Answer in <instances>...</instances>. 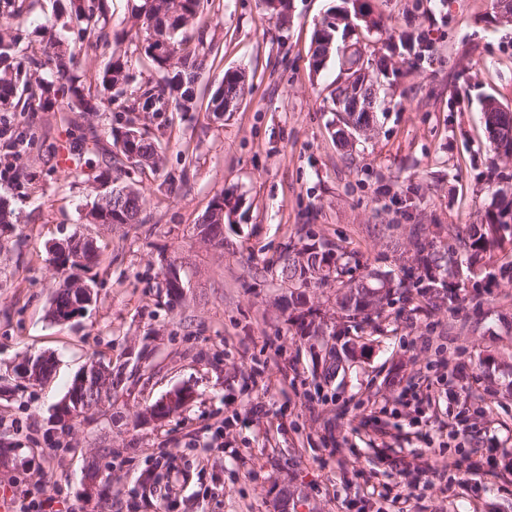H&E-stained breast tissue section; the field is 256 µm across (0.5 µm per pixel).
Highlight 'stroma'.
I'll return each mask as SVG.
<instances>
[{"instance_id": "obj_1", "label": "stroma", "mask_w": 512, "mask_h": 512, "mask_svg": "<svg viewBox=\"0 0 512 512\" xmlns=\"http://www.w3.org/2000/svg\"><path fill=\"white\" fill-rule=\"evenodd\" d=\"M0 0V33L15 58L71 41L62 0ZM108 42H84L77 76L87 84L124 53L129 81L96 112L60 100L50 112L0 107V124L23 137L22 178L0 181L12 222L0 226V493L46 490L82 512H512V225L504 250L464 267L463 242L490 208V187L512 159L490 151L483 107L512 110V20L492 0H369L375 28L347 37L363 59L385 60L370 130L348 145L334 136L331 93L342 54L312 66L314 34L345 0H290L272 17L262 0H212L192 34L212 51L198 93L225 70H242L244 96L217 119L204 110L128 107L162 77L140 51L131 17L140 0H100ZM412 31L428 48L401 43ZM136 122L161 147L158 172L138 175L139 224H90L85 214L104 171L127 162L114 131ZM238 199L224 238L199 226L211 200ZM356 253L358 274L410 263L414 225L440 227L460 261L452 309L388 307L379 329L340 337L350 357L333 376L325 353L297 334L289 291L265 263L300 225ZM96 240L92 305L50 316L66 275L47 261L56 242ZM183 281L162 286L167 265ZM51 356L42 383L13 375L23 358ZM91 360L112 367V391L68 431L52 426L57 404ZM421 406H403L408 383ZM468 406L459 431L444 394ZM177 389L193 398L177 413L149 409ZM496 463L474 473L489 438ZM178 493H154L166 474ZM96 480L102 494L89 497Z\"/></svg>"}]
</instances>
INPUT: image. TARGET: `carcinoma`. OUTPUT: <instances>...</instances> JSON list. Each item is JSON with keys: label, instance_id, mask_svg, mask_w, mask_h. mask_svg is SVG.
Returning a JSON list of instances; mask_svg holds the SVG:
<instances>
[{"label": "carcinoma", "instance_id": "1", "mask_svg": "<svg viewBox=\"0 0 512 512\" xmlns=\"http://www.w3.org/2000/svg\"><path fill=\"white\" fill-rule=\"evenodd\" d=\"M97 7L93 0H70L69 22L80 34H93L106 41L109 33L99 25ZM205 10V0H141L135 16L136 34L143 35L142 48L145 57L159 71L167 73L162 81L146 88L142 97L143 107L169 100V94L179 92L175 106L188 112L195 106V84L200 79L206 53L203 39L198 46L190 47L193 35L188 27L201 18ZM369 15L368 5H359V12L353 16L346 14L340 21H325L316 33L317 48L312 66L319 68L324 61L326 49L336 41L338 27L354 26L358 16ZM166 37L169 50L163 54L154 52L152 38ZM14 42L0 37V103L15 98L24 99V108L31 112L50 111L60 94L68 96L72 104L82 112H96L100 100L91 94L73 74L77 66L76 53L70 49L55 47L48 61L54 66L58 76L66 83L57 87L54 82L33 74L13 63ZM128 80L126 62L120 55L112 60L97 75L99 85L105 90H116ZM245 75L237 69L224 71L221 87L207 103V111L218 116L224 114V102L238 105L243 94ZM485 128L493 152L501 157L512 155V111L501 107L494 99L484 106ZM369 123L367 113L362 110L345 111L339 116L337 132L344 130L353 133ZM135 150L147 161V167L154 170L159 166L160 157L156 146L145 138H140ZM112 216L114 224H138L143 206L139 189L112 179ZM512 224V176L498 177L493 191L492 209L487 212L485 223L469 235L465 246L469 260L476 263L483 255L499 247V229ZM298 242L288 243L280 253L276 266L269 269L281 283L290 290L288 304L301 309L298 316L297 333L301 336L318 337V343L325 347L328 357L327 371L336 372L342 367V360L335 346L328 345V339L346 335L348 324H358L371 320V315L381 317L384 307L396 302L413 305L423 303L432 310L453 304L456 298L454 286L447 282L448 251L436 245L440 235L437 230L421 226L413 232V265L398 281L371 272L354 277L351 271L358 265L356 255L327 238L320 237L309 224H303L297 231ZM336 286V306L341 312V320L326 327L317 320L315 309L307 306L306 289L324 285Z\"/></svg>", "mask_w": 512, "mask_h": 512}]
</instances>
